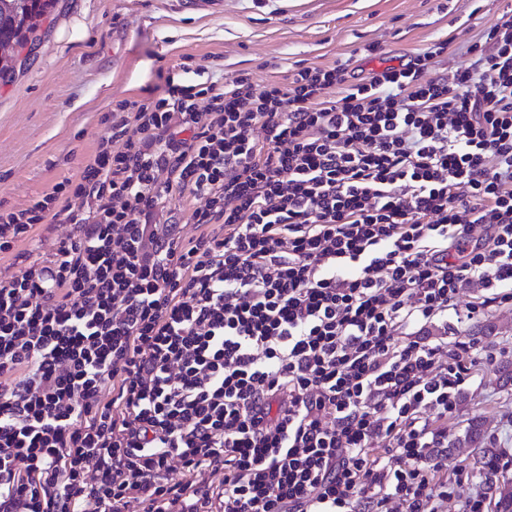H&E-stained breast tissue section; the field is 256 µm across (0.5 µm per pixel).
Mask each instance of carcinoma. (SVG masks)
<instances>
[{"mask_svg": "<svg viewBox=\"0 0 512 512\" xmlns=\"http://www.w3.org/2000/svg\"><path fill=\"white\" fill-rule=\"evenodd\" d=\"M57 0H0V79L12 77L20 51L35 41L34 34L46 20ZM465 436L479 445V471L486 483L494 485L497 475L499 449L482 445V431L478 422L472 421L465 429Z\"/></svg>", "mask_w": 512, "mask_h": 512, "instance_id": "carcinoma-1", "label": "carcinoma"}]
</instances>
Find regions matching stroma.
I'll use <instances>...</instances> for the list:
<instances>
[{
  "mask_svg": "<svg viewBox=\"0 0 512 512\" xmlns=\"http://www.w3.org/2000/svg\"><path fill=\"white\" fill-rule=\"evenodd\" d=\"M510 9L512 0H198L191 8L184 0H60L36 48L0 83V210L26 208L53 184L78 180L116 104L165 89L184 57L204 67L205 80L248 72L260 85L345 61L356 84L382 68L367 45L396 63L444 38L448 51L435 71L449 75L469 64L467 45ZM70 231L42 226L0 255V277L51 259ZM448 322L480 349L466 362L471 379L454 411L437 423L454 487L447 512L478 497L493 512L495 492L462 438L479 421L485 443L501 451L498 479H512V380L502 371L512 365V306L471 319L452 312Z\"/></svg>",
  "mask_w": 512,
  "mask_h": 512,
  "instance_id": "stroma-1",
  "label": "stroma"
}]
</instances>
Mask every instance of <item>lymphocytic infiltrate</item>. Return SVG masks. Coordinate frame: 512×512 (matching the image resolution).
Segmentation results:
<instances>
[{"mask_svg":"<svg viewBox=\"0 0 512 512\" xmlns=\"http://www.w3.org/2000/svg\"><path fill=\"white\" fill-rule=\"evenodd\" d=\"M486 39L450 77L439 39L353 85L168 84L0 210L1 255L72 226L0 280V512H445L479 345L431 330L512 303L511 11ZM194 203L195 201L187 195H173L167 200L163 216H159L160 221L164 222V219L169 217L170 214H175L179 220V224L183 225L181 226L183 227V233L188 237L195 235L197 230L191 220V212L193 210ZM59 220L44 224L32 238L20 242L12 253L0 255V277L19 273L33 262L52 259L56 243L71 232L70 224H61Z\"/></svg>","mask_w":512,"mask_h":512,"instance_id":"f902f5d3","label":"lymphocytic infiltrate"}]
</instances>
